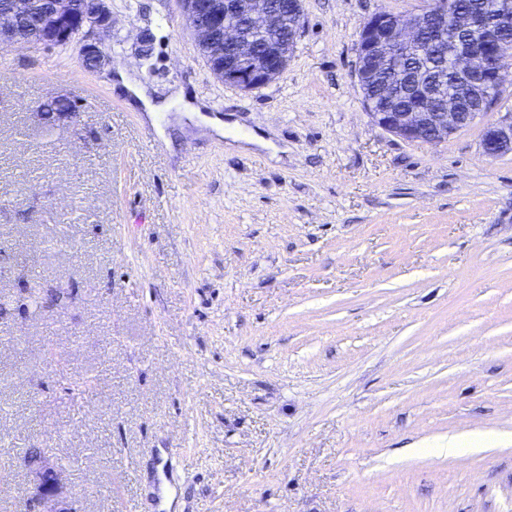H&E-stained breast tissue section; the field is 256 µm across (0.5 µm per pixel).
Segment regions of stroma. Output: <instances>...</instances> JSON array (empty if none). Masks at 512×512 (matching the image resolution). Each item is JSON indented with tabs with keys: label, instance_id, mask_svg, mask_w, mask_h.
<instances>
[{
	"label": "stroma",
	"instance_id": "stroma-1",
	"mask_svg": "<svg viewBox=\"0 0 512 512\" xmlns=\"http://www.w3.org/2000/svg\"><path fill=\"white\" fill-rule=\"evenodd\" d=\"M427 4L302 0L252 91L178 0H108L98 71L75 43L0 50V512L28 448L71 512H512V154L481 147L512 82L430 145L375 125L355 75L366 19ZM118 66L200 112L150 123ZM59 95L79 111H37Z\"/></svg>",
	"mask_w": 512,
	"mask_h": 512
}]
</instances>
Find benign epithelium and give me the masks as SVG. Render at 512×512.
I'll use <instances>...</instances> for the list:
<instances>
[{
    "label": "benign epithelium",
    "instance_id": "obj_1",
    "mask_svg": "<svg viewBox=\"0 0 512 512\" xmlns=\"http://www.w3.org/2000/svg\"><path fill=\"white\" fill-rule=\"evenodd\" d=\"M187 28L199 55L224 84L243 91L264 87L287 69L302 27L301 0H295L288 25L273 0H180ZM512 0H495L492 12L464 8L457 0H434L420 13L406 15L381 11L361 26L357 39L359 85L375 82L382 99L363 97L372 121L384 131L409 142L436 145L474 124L495 105L492 86L500 68L512 58ZM111 27L107 0H87L81 12L76 0H8L0 8V47L53 46L81 33L82 60L91 69L107 62L96 30ZM452 31L448 43V70L456 88L448 102L436 103L425 77H415L416 93L406 108L390 102L395 91L388 75L404 69L402 53L426 41L427 34ZM481 145L490 157L512 154V113L505 112L484 127ZM26 461L34 474L23 499H33V512H71L61 497L62 473L42 448L28 451Z\"/></svg>",
    "mask_w": 512,
    "mask_h": 512
}]
</instances>
